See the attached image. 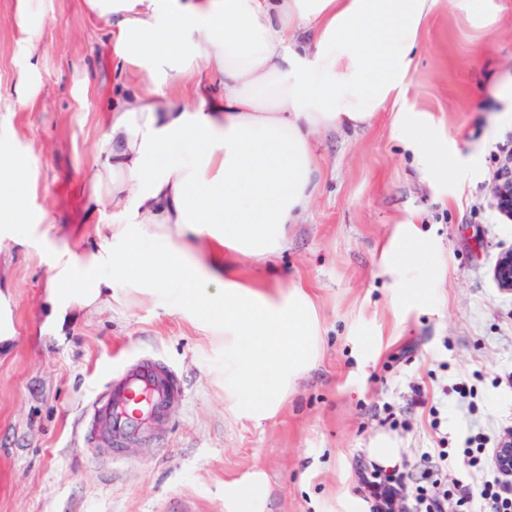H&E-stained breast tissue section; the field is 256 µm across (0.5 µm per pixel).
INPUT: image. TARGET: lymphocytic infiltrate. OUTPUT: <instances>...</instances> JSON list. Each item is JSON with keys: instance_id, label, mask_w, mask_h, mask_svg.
<instances>
[{"instance_id": "obj_1", "label": "lymphocytic infiltrate", "mask_w": 512, "mask_h": 512, "mask_svg": "<svg viewBox=\"0 0 512 512\" xmlns=\"http://www.w3.org/2000/svg\"><path fill=\"white\" fill-rule=\"evenodd\" d=\"M463 455L466 473L476 483L474 492L453 496L442 478L449 457L444 448L421 452L411 471L370 465L361 470L357 491L368 512H399L407 489L412 492L413 512H512V494L507 491L512 480L496 467L493 455L482 447L464 448Z\"/></svg>"}]
</instances>
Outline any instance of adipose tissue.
<instances>
[{
  "label": "adipose tissue",
  "instance_id": "adipose-tissue-1",
  "mask_svg": "<svg viewBox=\"0 0 512 512\" xmlns=\"http://www.w3.org/2000/svg\"><path fill=\"white\" fill-rule=\"evenodd\" d=\"M432 0H86L116 32L129 86L109 112L90 209L120 216L110 239L49 265L42 331L61 335L81 311L134 288L175 296L202 312L214 336L238 345L234 386L253 410L276 400L311 366L316 308L301 285L266 295L237 280L231 262L288 244L318 188L312 139L359 128L403 85ZM219 78L220 96L206 84ZM194 82L185 101L181 83ZM438 174L459 160L427 122L406 116ZM29 173L0 160V239L28 221ZM207 247L197 259L193 247ZM440 253L399 225L380 256L400 296H420ZM111 276H104L103 267Z\"/></svg>",
  "mask_w": 512,
  "mask_h": 512
}]
</instances>
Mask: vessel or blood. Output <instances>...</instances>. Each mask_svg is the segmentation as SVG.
<instances>
[{"instance_id":"b4317fda","label":"vessel or blood","mask_w":512,"mask_h":512,"mask_svg":"<svg viewBox=\"0 0 512 512\" xmlns=\"http://www.w3.org/2000/svg\"><path fill=\"white\" fill-rule=\"evenodd\" d=\"M183 391L174 370L156 358H142L113 376L106 398L91 405L95 431L119 447L139 437L149 420H160Z\"/></svg>"}]
</instances>
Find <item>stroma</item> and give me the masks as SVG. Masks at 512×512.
<instances>
[{
	"label": "stroma",
	"instance_id": "obj_1",
	"mask_svg": "<svg viewBox=\"0 0 512 512\" xmlns=\"http://www.w3.org/2000/svg\"><path fill=\"white\" fill-rule=\"evenodd\" d=\"M492 4L497 16L478 25L453 0H434L396 99L367 126L317 134L322 179L287 247L235 261L239 280L302 284L318 315L313 366L258 417L228 395L234 347L168 296L132 292L42 334L49 258L94 248L112 228L111 208L89 211L86 199L125 72L85 0H34L25 29L17 0H0V149L31 173L29 221L0 241L17 336L0 355V512H232L240 485L256 486L254 512H364L357 473L379 438L401 466L446 438L452 481L467 438L492 448L512 430V293L492 277L512 248V220L492 198L512 157V0ZM404 112L428 117L458 155L453 179L413 149ZM405 223L443 257L413 301L378 266ZM141 357L170 364L184 397L116 460L80 421L113 371ZM442 385L435 431L410 399L413 387Z\"/></svg>",
	"mask_w": 512,
	"mask_h": 512
}]
</instances>
